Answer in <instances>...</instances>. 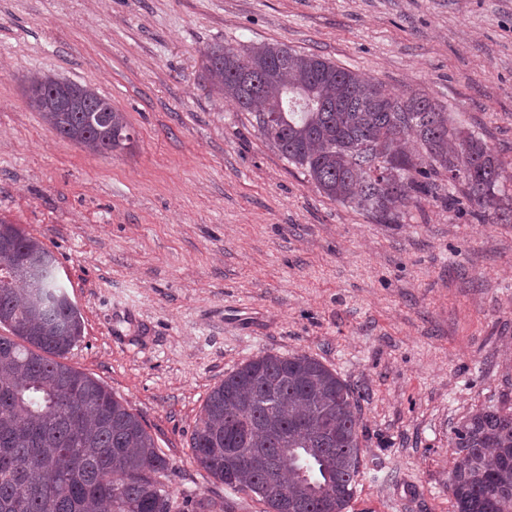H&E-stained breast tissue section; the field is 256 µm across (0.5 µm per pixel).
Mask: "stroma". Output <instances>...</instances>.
Segmentation results:
<instances>
[{"mask_svg":"<svg viewBox=\"0 0 512 512\" xmlns=\"http://www.w3.org/2000/svg\"><path fill=\"white\" fill-rule=\"evenodd\" d=\"M319 54L423 91L512 176V0H0V217L54 253L83 321L66 364L140 415L172 494L264 512L189 457L225 375L307 353L361 396L346 512H453L450 437L512 407V224L429 199L397 224L324 197L201 73L212 43ZM51 72L124 112L93 155L28 105Z\"/></svg>","mask_w":512,"mask_h":512,"instance_id":"obj_1","label":"stroma"}]
</instances>
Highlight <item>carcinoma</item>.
Returning <instances> with one entry per match:
<instances>
[{
    "mask_svg": "<svg viewBox=\"0 0 512 512\" xmlns=\"http://www.w3.org/2000/svg\"><path fill=\"white\" fill-rule=\"evenodd\" d=\"M216 94L253 114L260 137L326 198L377 224L399 219L448 182V205L483 224L512 223L493 146L424 93L382 83L284 45L206 46ZM28 103L61 138L105 155L131 141L109 99L50 74L23 79ZM0 512H208L167 488L169 460L139 416L62 358L82 317L40 240L0 218ZM360 409L319 359L267 352L224 376L196 420L191 458L215 480L283 512H345L358 485ZM454 512H512V409L478 408L451 436Z\"/></svg>",
    "mask_w": 512,
    "mask_h": 512,
    "instance_id": "obj_1",
    "label": "carcinoma"
}]
</instances>
